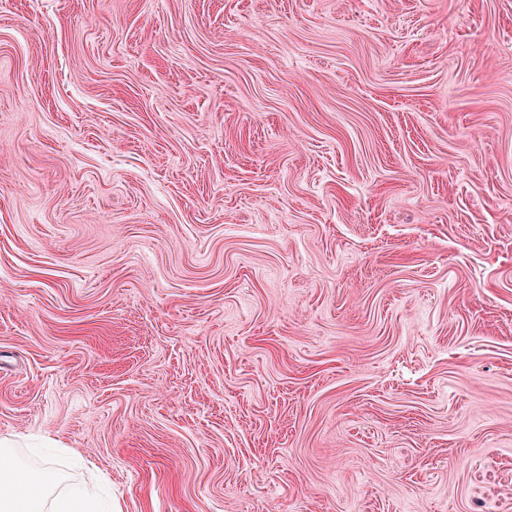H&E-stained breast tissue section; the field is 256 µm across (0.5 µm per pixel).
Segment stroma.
I'll return each mask as SVG.
<instances>
[{
	"label": "stroma",
	"instance_id": "1",
	"mask_svg": "<svg viewBox=\"0 0 512 512\" xmlns=\"http://www.w3.org/2000/svg\"><path fill=\"white\" fill-rule=\"evenodd\" d=\"M115 512H512V0H0V439Z\"/></svg>",
	"mask_w": 512,
	"mask_h": 512
}]
</instances>
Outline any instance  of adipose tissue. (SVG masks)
I'll return each instance as SVG.
<instances>
[{
    "mask_svg": "<svg viewBox=\"0 0 512 512\" xmlns=\"http://www.w3.org/2000/svg\"><path fill=\"white\" fill-rule=\"evenodd\" d=\"M16 464L9 442L0 443V512H94L90 495L63 489V476L50 461L28 481L15 478Z\"/></svg>",
    "mask_w": 512,
    "mask_h": 512,
    "instance_id": "obj_1",
    "label": "adipose tissue"
}]
</instances>
